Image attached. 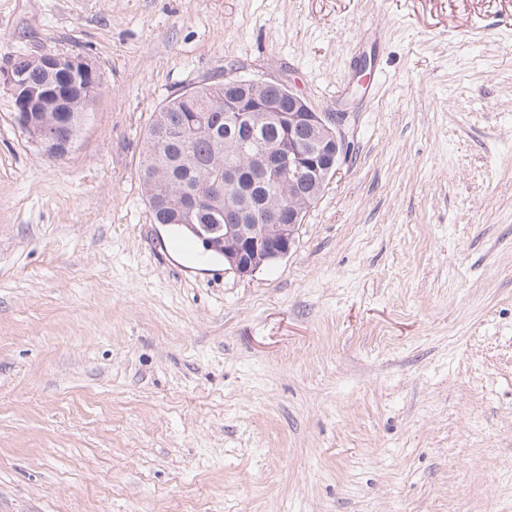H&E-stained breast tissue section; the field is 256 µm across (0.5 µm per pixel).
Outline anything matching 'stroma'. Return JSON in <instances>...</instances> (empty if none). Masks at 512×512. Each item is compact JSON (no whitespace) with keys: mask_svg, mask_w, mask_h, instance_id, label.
<instances>
[{"mask_svg":"<svg viewBox=\"0 0 512 512\" xmlns=\"http://www.w3.org/2000/svg\"><path fill=\"white\" fill-rule=\"evenodd\" d=\"M45 53L103 89L61 161L0 91V512H512V0H0ZM230 62L347 115L247 277L139 181Z\"/></svg>","mask_w":512,"mask_h":512,"instance_id":"1","label":"stroma"}]
</instances>
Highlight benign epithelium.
<instances>
[{
    "label": "benign epithelium",
    "mask_w": 512,
    "mask_h": 512,
    "mask_svg": "<svg viewBox=\"0 0 512 512\" xmlns=\"http://www.w3.org/2000/svg\"><path fill=\"white\" fill-rule=\"evenodd\" d=\"M52 75L36 89L25 79L19 61L0 68V89L13 103L14 123L47 160L60 161L70 152L73 137L63 138L62 121H72L85 81L96 68L85 57L40 54L26 57ZM275 87L288 95V111L279 112L265 98ZM224 126L234 136L224 142V185L235 197H254L247 208L224 204V264L245 277L259 270L258 256H286L295 244L299 225L320 199L328 179L347 154L348 142L342 113L318 112L297 91L272 78L238 74L237 68L224 72ZM278 125L284 138L274 151L250 148L256 132L266 125ZM288 179V192H298L307 202L303 209L285 208L273 196L263 194L269 177ZM205 182L174 181L181 209L192 214L211 202L203 192Z\"/></svg>",
    "instance_id": "benign-epithelium-1"
}]
</instances>
